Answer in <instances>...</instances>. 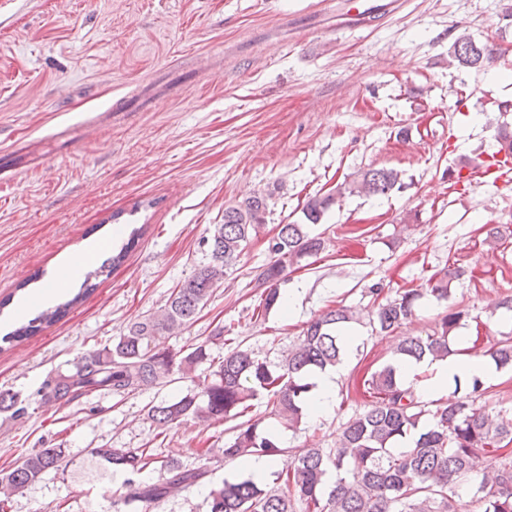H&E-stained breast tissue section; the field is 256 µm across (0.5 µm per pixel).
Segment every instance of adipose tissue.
Wrapping results in <instances>:
<instances>
[{"label":"adipose tissue","instance_id":"ef3b65f1","mask_svg":"<svg viewBox=\"0 0 512 512\" xmlns=\"http://www.w3.org/2000/svg\"><path fill=\"white\" fill-rule=\"evenodd\" d=\"M432 377L429 381L418 378L424 366L416 362H403L398 366V376L404 385L412 387L417 394L424 397H439L453 390L456 382L479 379L483 384H490L499 379L501 372L495 362L487 356H468L461 353L430 362ZM345 370L344 364L315 373L312 377L314 387L311 391L308 416L319 419L334 409L338 380Z\"/></svg>","mask_w":512,"mask_h":512}]
</instances>
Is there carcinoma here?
I'll use <instances>...</instances> for the list:
<instances>
[{"instance_id": "1", "label": "carcinoma", "mask_w": 512, "mask_h": 512, "mask_svg": "<svg viewBox=\"0 0 512 512\" xmlns=\"http://www.w3.org/2000/svg\"><path fill=\"white\" fill-rule=\"evenodd\" d=\"M491 50L467 34L457 36L450 48L448 63L481 69L490 63ZM498 149L480 166L512 163V131L501 125ZM400 174L394 169L368 168L357 178L336 186V195H315L302 208L303 220L279 225L268 241L270 260L261 266L257 282L264 286L254 308L267 313L281 298L279 285L288 268L320 253L323 239L311 232L335 197L363 194L385 196L401 189ZM268 199L249 197L224 209V223L215 224L210 237V260L178 284L164 308L131 322L112 345L81 358L76 374L60 375L50 385L51 397L69 402L85 391L110 390L119 394L151 389L177 372L189 376L196 365L208 358L207 349L225 344L224 328H217L201 345L182 357L153 346L163 332L195 321L213 289L220 286L228 270L241 260L252 232L266 223ZM132 243L104 261L95 276H109L131 249ZM461 267L450 266L434 273L427 292L439 302L451 297V286L464 277ZM85 280L69 301L43 312L28 324L3 337L10 343L26 337L42 326L52 324L68 308L94 291ZM423 293L408 289L397 297L377 304L368 313V323L376 333L389 335L411 321ZM466 316L449 305L433 333L408 336L398 343L391 357L364 380L370 402L363 412L351 417L336 436L334 448H282L272 430L260 422L247 420L234 426V437L224 444V458L273 459L289 453L288 470L274 472L275 482L264 488L251 477L226 480L210 491L209 512H512V409L492 414L477 406L489 393L478 379L456 383L448 398L434 408L420 401L411 387L397 381L396 363L400 359L420 362L448 357L449 334ZM355 321L345 307L327 308L308 322L297 342L278 362L261 359L254 350L237 345L224 354L213 379L194 394L165 400L148 408L153 422L169 427L188 418L208 425L236 419L251 409V401L267 394L270 414L297 427L306 417L312 373L341 362L348 346L347 330ZM482 355L491 357L499 368L512 370V334L490 344ZM412 432L418 433L414 446L396 448L394 444ZM93 453L112 464V471L126 476L130 493L125 502L138 503L140 512H157L171 493L203 482L208 471L185 469L168 450L162 460L169 478L162 483L136 480L150 464L152 456L139 448H95ZM480 455L492 456L497 468L491 478L480 481L472 476V461ZM66 463L61 448H41L24 456L11 470L0 475V512L10 499L23 492L50 470ZM336 472L329 480L330 471ZM467 486L473 497L455 500L448 491Z\"/></svg>"}]
</instances>
